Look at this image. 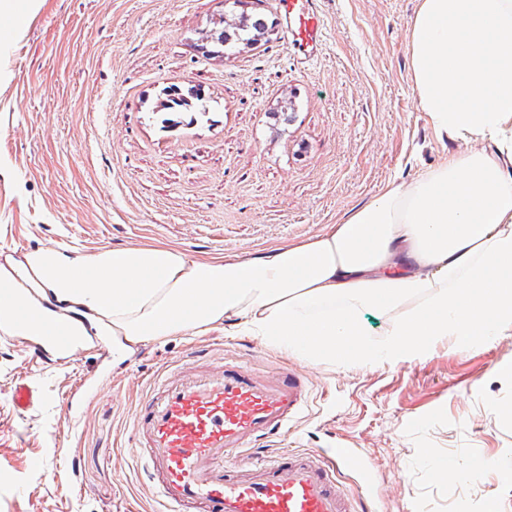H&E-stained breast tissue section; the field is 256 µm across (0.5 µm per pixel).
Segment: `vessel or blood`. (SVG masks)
Masks as SVG:
<instances>
[{
	"label": "vessel or blood",
	"mask_w": 512,
	"mask_h": 512,
	"mask_svg": "<svg viewBox=\"0 0 512 512\" xmlns=\"http://www.w3.org/2000/svg\"><path fill=\"white\" fill-rule=\"evenodd\" d=\"M317 0H279L281 15L296 48L317 51L321 18ZM0 336L24 344L33 358L57 363L76 350L69 324L43 313L38 336L20 334L28 295L19 288L0 297ZM94 389L84 382L62 404L63 418ZM307 378L295 367L263 375L242 361L184 358L165 370L140 399L130 455L140 464L169 512H353V499L336 475L356 473L360 492L371 489L361 453L339 445L328 456L277 452L255 455L270 438H287L307 407Z\"/></svg>",
	"instance_id": "vessel-or-blood-1"
}]
</instances>
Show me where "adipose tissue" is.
Returning a JSON list of instances; mask_svg holds the SVG:
<instances>
[{
    "label": "adipose tissue",
    "instance_id": "ef3b65f1",
    "mask_svg": "<svg viewBox=\"0 0 512 512\" xmlns=\"http://www.w3.org/2000/svg\"><path fill=\"white\" fill-rule=\"evenodd\" d=\"M412 92L462 151L392 183L340 224L263 257L195 258L167 246L84 255L40 248L0 266L112 327V365L136 344L235 328L311 364H397L450 338L456 350L512 328V0H419L409 29ZM391 316L372 337L367 312Z\"/></svg>",
    "mask_w": 512,
    "mask_h": 512
}]
</instances>
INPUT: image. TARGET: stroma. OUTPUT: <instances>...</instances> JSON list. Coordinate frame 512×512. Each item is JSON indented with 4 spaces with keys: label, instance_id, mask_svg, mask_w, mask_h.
Masks as SVG:
<instances>
[{
    "label": "stroma",
    "instance_id": "1",
    "mask_svg": "<svg viewBox=\"0 0 512 512\" xmlns=\"http://www.w3.org/2000/svg\"><path fill=\"white\" fill-rule=\"evenodd\" d=\"M416 4L319 0L322 44L307 58L277 0H255L275 34L225 57L197 47L219 0H38L0 47V265L47 246L257 257L410 183L460 149L412 93ZM192 86L209 96L210 121L163 128L156 103ZM196 347L262 371L298 363L232 327L138 344L119 369L90 342L67 365L41 366L0 338V512H158L128 452L134 409L157 370ZM505 362L512 330L465 354L443 339L395 365H307L310 405L285 446L316 452L343 437L362 448L377 490L356 512H483L489 500L512 512L494 467L512 461ZM83 377L99 387L70 425L62 402ZM22 381L41 393L25 412L11 404ZM432 452L487 466L437 479Z\"/></svg>",
    "mask_w": 512,
    "mask_h": 512
}]
</instances>
